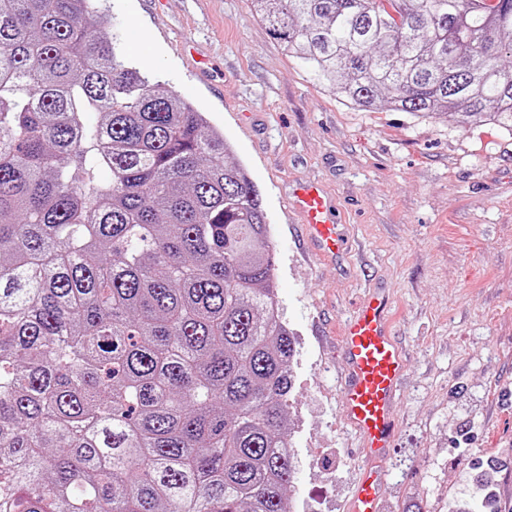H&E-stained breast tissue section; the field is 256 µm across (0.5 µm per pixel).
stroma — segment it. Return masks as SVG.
Listing matches in <instances>:
<instances>
[{
  "mask_svg": "<svg viewBox=\"0 0 512 512\" xmlns=\"http://www.w3.org/2000/svg\"><path fill=\"white\" fill-rule=\"evenodd\" d=\"M130 57L206 112L262 194L277 294L297 340L290 415L298 512H350L365 463L340 415L342 322L392 305L407 370L380 512H457L497 466L512 512V135L341 104L289 58L251 0H102ZM322 183L344 255L316 256L290 201Z\"/></svg>",
  "mask_w": 512,
  "mask_h": 512,
  "instance_id": "1",
  "label": "stroma"
}]
</instances>
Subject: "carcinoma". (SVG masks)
Masks as SVG:
<instances>
[{"label": "carcinoma", "instance_id": "carcinoma-1", "mask_svg": "<svg viewBox=\"0 0 512 512\" xmlns=\"http://www.w3.org/2000/svg\"><path fill=\"white\" fill-rule=\"evenodd\" d=\"M252 8L346 106L512 135V0ZM109 27L94 0H0V512H290L261 195Z\"/></svg>", "mask_w": 512, "mask_h": 512}]
</instances>
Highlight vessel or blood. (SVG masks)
I'll use <instances>...</instances> for the list:
<instances>
[{"label":"vessel or blood","mask_w":512,"mask_h":512,"mask_svg":"<svg viewBox=\"0 0 512 512\" xmlns=\"http://www.w3.org/2000/svg\"><path fill=\"white\" fill-rule=\"evenodd\" d=\"M294 204L318 255L331 258L344 250L332 213L334 204L319 184H299ZM341 351L345 358L340 387L343 417L369 459L357 481L351 512H379L386 480L381 462L393 446L391 408L406 371L390 307L382 294L372 291L359 301L343 325Z\"/></svg>","instance_id":"vessel-or-blood-1"}]
</instances>
